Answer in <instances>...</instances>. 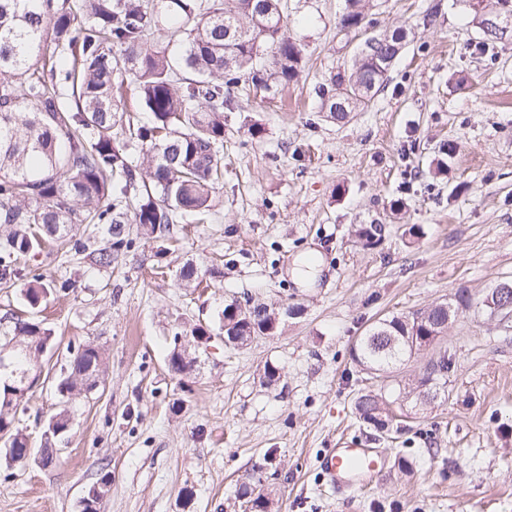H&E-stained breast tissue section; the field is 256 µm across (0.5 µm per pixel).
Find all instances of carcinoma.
<instances>
[{"label":"carcinoma","instance_id":"obj_1","mask_svg":"<svg viewBox=\"0 0 512 512\" xmlns=\"http://www.w3.org/2000/svg\"><path fill=\"white\" fill-rule=\"evenodd\" d=\"M361 0H347L339 31L372 25ZM477 12H498L512 23V0H467ZM409 38L404 29L365 41L349 76L320 85L321 108L336 120L370 101L387 80L376 59L399 54ZM179 47L170 53L169 47ZM270 56L271 68L257 58ZM301 45L291 36L282 0H0V280H24L22 297L36 309L56 284L31 268L48 238L70 237L71 249L109 266L130 249L126 229L138 224L155 237L190 214L210 211L213 190L224 176V110L234 91L248 83L269 88L299 73ZM350 103L336 111V93ZM149 120L126 118L127 98ZM140 149L145 168L133 167L114 145L115 135ZM87 238L77 236L80 227ZM100 238L89 249V239ZM263 303L224 307L225 344L272 336L279 323ZM448 329V310L438 304L411 316L394 315L374 324L357 341L354 360L378 376L402 364ZM13 372L0 371V441L15 454L27 447L15 415L22 374L35 370L34 356L54 347L50 329L38 321L18 322ZM55 379L65 399L99 376L103 354L90 344L69 350ZM404 385L406 397L438 398L448 386L452 362L438 359ZM359 419L385 435L399 433L382 393L369 390L355 400ZM58 437L68 435L66 407L50 416Z\"/></svg>","mask_w":512,"mask_h":512}]
</instances>
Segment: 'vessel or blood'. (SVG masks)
<instances>
[{"instance_id": "obj_1", "label": "vessel or blood", "mask_w": 512, "mask_h": 512, "mask_svg": "<svg viewBox=\"0 0 512 512\" xmlns=\"http://www.w3.org/2000/svg\"><path fill=\"white\" fill-rule=\"evenodd\" d=\"M382 467V459L376 451L354 442L326 449L320 460L323 481L332 491L341 494L362 485Z\"/></svg>"}]
</instances>
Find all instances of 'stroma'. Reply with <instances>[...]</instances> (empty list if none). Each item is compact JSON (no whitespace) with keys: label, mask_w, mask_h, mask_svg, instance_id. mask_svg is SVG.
Here are the masks:
<instances>
[{"label":"stroma","mask_w":512,"mask_h":512,"mask_svg":"<svg viewBox=\"0 0 512 512\" xmlns=\"http://www.w3.org/2000/svg\"><path fill=\"white\" fill-rule=\"evenodd\" d=\"M362 4L370 27L343 34L345 0H288L299 75L237 91L213 220H183L165 238L130 225L133 245L109 267L57 243L20 259L71 283L36 310L24 306L22 282L0 285V336L20 319L55 336L45 370L58 372L71 344L106 357L97 388L69 399L66 442L46 433L54 389L32 388L17 414L31 456L0 459V512H80L106 473L101 512H252L240 490L256 484L272 512H512V319L478 305L512 281V37L476 51L482 34L463 0ZM398 27L414 37L368 106L342 121L322 112L318 85L349 72L366 38ZM446 141L457 146L448 172L428 178ZM370 224L382 228L373 246L358 235ZM313 249L324 269L298 286L289 271ZM189 261L202 282L177 286ZM462 290L475 306L433 347L385 383L359 372L352 348L373 324ZM248 299L299 313L277 335L226 347L224 308ZM194 326L212 340L189 373H173L172 338ZM443 352L455 362L447 397L413 406L404 383ZM368 387L402 410L396 438L357 416ZM340 439L385 458L349 497L327 493L318 468ZM399 454L410 474L398 471Z\"/></svg>","instance_id":"35a3bbf8"}]
</instances>
